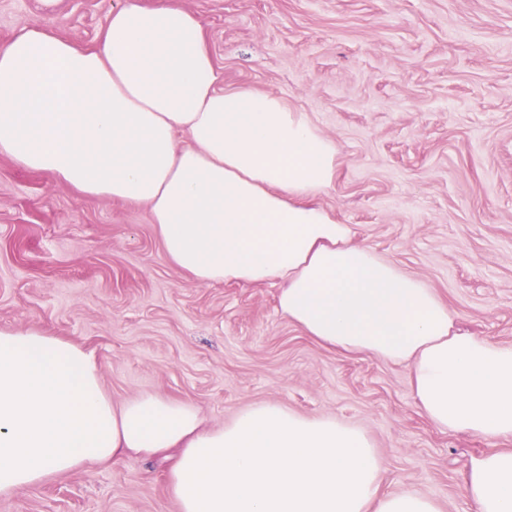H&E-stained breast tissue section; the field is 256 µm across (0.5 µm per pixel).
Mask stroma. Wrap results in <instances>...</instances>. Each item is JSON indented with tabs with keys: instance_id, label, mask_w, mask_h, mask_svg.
<instances>
[{
	"instance_id": "stroma-1",
	"label": "stroma",
	"mask_w": 512,
	"mask_h": 512,
	"mask_svg": "<svg viewBox=\"0 0 512 512\" xmlns=\"http://www.w3.org/2000/svg\"><path fill=\"white\" fill-rule=\"evenodd\" d=\"M116 0H59L54 32L93 45ZM202 16L227 91L279 95L338 149L318 203L423 279L459 333L512 345V0H173ZM42 0H0V41ZM81 345L113 402L194 403L207 426L277 401L363 431L381 492L471 512L462 480L502 439L441 429L407 365L330 350L275 287L189 281L148 208L79 194L0 156V329ZM0 512H179L165 464L94 465L0 498Z\"/></svg>"
}]
</instances>
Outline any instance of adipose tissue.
Wrapping results in <instances>:
<instances>
[{
    "label": "adipose tissue",
    "mask_w": 512,
    "mask_h": 512,
    "mask_svg": "<svg viewBox=\"0 0 512 512\" xmlns=\"http://www.w3.org/2000/svg\"><path fill=\"white\" fill-rule=\"evenodd\" d=\"M50 21L0 42L1 156L147 205L196 284L275 286L279 313L319 344L408 365L438 427L512 437V345L455 333L432 288L315 204L335 143L275 94L224 90L197 13L119 0L89 48ZM132 457L168 461L180 512H440L380 494L371 440L335 418L267 401L206 429L188 401L114 404L76 344L0 330V497ZM462 489L472 512H512V449L473 459Z\"/></svg>",
    "instance_id": "obj_1"
}]
</instances>
